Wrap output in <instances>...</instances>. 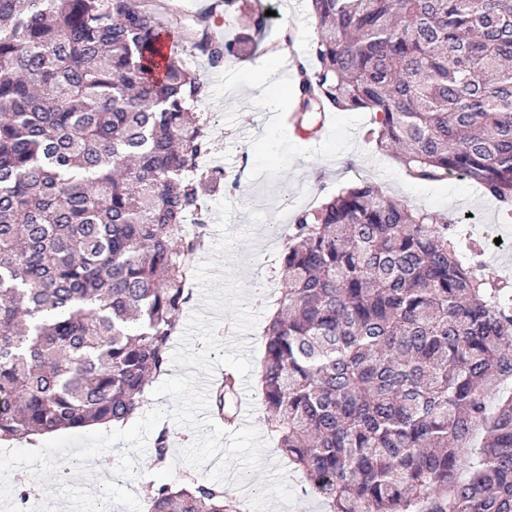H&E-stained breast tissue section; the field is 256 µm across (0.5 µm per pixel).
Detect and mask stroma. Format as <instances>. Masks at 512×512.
I'll use <instances>...</instances> for the list:
<instances>
[{"mask_svg":"<svg viewBox=\"0 0 512 512\" xmlns=\"http://www.w3.org/2000/svg\"><path fill=\"white\" fill-rule=\"evenodd\" d=\"M248 4L270 13L257 49L212 69L190 44L182 46L184 60L210 87L200 111L219 117L210 127L209 162L238 176L239 182L205 198L210 235L204 253L193 263L192 296L182 313L181 330L171 341L166 374L223 370L242 381L248 422L267 447L260 468L246 475L243 488L228 494L237 512H325L322 502L305 494L302 473L282 455L268 432L257 390L262 333L274 299L269 296L253 303L249 296L256 282H269L296 211L368 179L411 208L447 216L469 214L470 222L457 227L465 259L471 256L470 244L482 241L487 229L512 240V221L503 220L496 204L471 181L456 176L436 182L410 178L395 156L365 140L364 133L372 126L370 112H338L318 138L297 136L282 115L292 107L296 61H314L315 21L306 0H248ZM281 38L287 57L268 80L250 83L269 42ZM228 324L235 325L236 336L225 335ZM166 427L170 437L166 464L157 466L153 451H145L137 460V478L127 485L143 506L160 484L174 485L188 477L206 479L205 472L177 460L180 448L193 440V432L171 421Z\"/></svg>","mask_w":512,"mask_h":512,"instance_id":"obj_1","label":"stroma"}]
</instances>
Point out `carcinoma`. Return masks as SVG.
<instances>
[{
  "instance_id": "1",
  "label": "carcinoma",
  "mask_w": 512,
  "mask_h": 512,
  "mask_svg": "<svg viewBox=\"0 0 512 512\" xmlns=\"http://www.w3.org/2000/svg\"><path fill=\"white\" fill-rule=\"evenodd\" d=\"M316 65L289 123L375 112L408 175L456 173L512 217V0H309ZM238 10V0L212 8ZM159 0H0V440L130 421L166 371L205 195L224 186L209 86ZM240 11V10H238ZM189 33L212 68L233 40ZM448 218L368 180L300 209L277 261L261 399L327 512H512V287L467 266ZM236 378L213 394L235 413ZM157 462L169 434L155 432ZM224 488L163 484L150 512H231Z\"/></svg>"
}]
</instances>
